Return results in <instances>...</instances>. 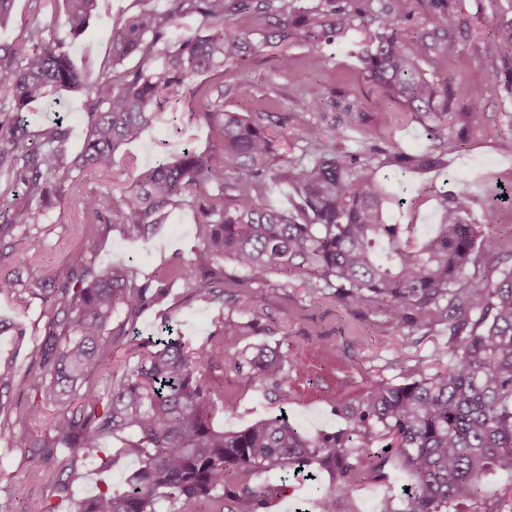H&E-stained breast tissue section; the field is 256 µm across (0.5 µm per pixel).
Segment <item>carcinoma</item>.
Segmentation results:
<instances>
[{
    "mask_svg": "<svg viewBox=\"0 0 512 512\" xmlns=\"http://www.w3.org/2000/svg\"><path fill=\"white\" fill-rule=\"evenodd\" d=\"M101 0H62L67 37L75 38L98 13ZM139 12L112 29V59L87 82L69 57L66 37L45 36L35 27L27 39L0 43V101L10 105L9 134L0 135V174L25 186V202L0 204V259L9 258L31 272L24 281L0 274V296L30 287L42 291L49 320L47 342L33 349L38 370L24 378L25 389L54 413L14 411L17 377L15 349L23 328L0 319V338L11 347L0 352V418L15 416L12 447L30 453V480L45 475L38 458L50 451L71 455L70 471L49 482L40 512H61L71 501L79 458L105 453L108 439L129 434L123 452L142 461L121 494L104 487L75 504L74 512H260L282 493V486L252 481L255 471L313 466L332 475V485L315 488L317 512H336L339 497L354 485L385 477L396 464L414 477L402 512H450L455 501L483 499V481L493 471L512 474V268L490 288L477 292L464 283L479 262L478 226L469 224L470 197L445 199L441 224L422 244L412 243L413 224L389 223L388 210L416 204L393 199L377 175V166L326 148L308 128L304 137L313 161L282 165V155L265 121L267 112L245 117L224 109L222 86L200 85L198 75L224 73L259 50L224 25L232 11L252 9L275 19L269 37L283 42L303 30L320 39L340 34L360 20L358 54L370 80L394 102L421 114L428 136L448 145V84L428 77L448 68L457 51L448 27L406 33L419 0H386L378 11L366 0H341L324 20L317 6L299 11L296 0H167L159 11L153 0H140ZM197 16L199 31L167 45L172 21ZM165 47L158 48L159 43ZM496 57L512 64V25L494 31ZM139 54L133 71H116ZM161 56L153 68L149 60ZM85 95L86 134L82 151L67 159L68 131L57 124L31 134L20 113L45 101L55 89ZM218 93V99L212 93ZM191 97L220 143V151L186 150L174 162L145 166L134 186L116 199L102 188L83 201L95 233L110 228L119 214L124 232L147 237L167 210L193 199L201 246L199 260L180 265L172 275L203 295L230 307L238 295L228 289L263 286L270 276L299 277L310 290H333L343 306L363 315L382 313L398 330L418 327V314L446 299L454 312L448 322V365L402 384L372 383L357 402L336 408L348 427L310 436L284 414L259 420L239 431L211 424L212 412L230 408L224 392L213 388L207 372L216 348L181 337L138 346L142 361L117 376L112 350L123 330L110 328L112 315L127 310L134 320L148 306L160 304L164 288L137 284L124 264L98 265L92 247L75 253L63 280L41 263L42 242L17 231L37 224L43 207L61 195L74 173L112 169L117 150L139 139L169 103ZM386 163L407 169H445L447 154L395 151ZM287 185L294 191L291 209L267 208L253 192ZM292 365L282 344L259 345L242 354L235 368L269 385L280 404L288 405ZM111 376L108 399L86 381L93 374ZM40 419L41 434L29 423ZM168 506L162 510V506Z\"/></svg>",
    "mask_w": 512,
    "mask_h": 512,
    "instance_id": "cac0c4a2",
    "label": "carcinoma"
}]
</instances>
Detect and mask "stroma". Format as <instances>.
Wrapping results in <instances>:
<instances>
[{
    "instance_id": "stroma-1",
    "label": "stroma",
    "mask_w": 512,
    "mask_h": 512,
    "mask_svg": "<svg viewBox=\"0 0 512 512\" xmlns=\"http://www.w3.org/2000/svg\"><path fill=\"white\" fill-rule=\"evenodd\" d=\"M141 8L139 0H103L98 15L86 31L70 40V56L88 80H95L111 59L108 31ZM448 21L458 41V51L448 58L447 71L438 75L448 82L456 104L466 103L472 87L484 85L477 103L484 118L480 128L467 129L460 122L448 126L450 139H462V148H449L448 168L435 171L407 170L385 164L386 151L426 153L437 144L426 136L415 114L389 100L371 83L355 54L360 39L357 29L311 42L304 34L291 37L278 47L266 46L270 29L267 19L251 11L227 16L226 23L259 44L258 54L244 67L226 70L223 80L208 77V84L222 82L226 110L249 115L273 112L283 124L272 131L288 155L289 163L309 161L302 134L314 128L327 145L338 146L349 156H370L388 192L398 197L414 196L415 208H394L392 220L416 227V240L429 236L439 222L443 198L466 192L471 198L467 216L471 224H491L495 231L480 243L482 259L469 270L467 284L483 289L496 281L502 270L512 267V202L495 203L496 194L512 192V73L503 72L497 84L485 86L486 70L495 64L490 54V37L496 27L512 23V0H419L409 28L428 30ZM64 34L60 0H14L12 21L0 28V42L25 38L33 27ZM293 61L282 70L280 55ZM324 89L320 109H311L304 96L308 84ZM28 128L36 132L53 122H62L69 133L70 154L79 153L85 138L84 98L65 89L53 93L45 104L34 105L25 115ZM344 139H335L336 129ZM218 152L220 145L191 102L167 107L160 119L135 142L123 145L112 171L87 173L67 183L61 203L47 209L40 225L43 263L56 278H64L69 259L87 244L91 227L80 210L82 199L101 186L114 191L129 187L139 170L158 160H175L184 148ZM198 211L185 202L173 207L157 233L147 239L132 238L121 225H113L94 254L97 264L122 263L132 268L137 281L154 275L165 265L190 262L199 253L194 226ZM240 302L224 311L221 301L199 297L195 288L182 282L169 283L161 304L142 310L134 321L133 340L148 342L171 325L174 335L196 344L223 343L224 360L209 374L213 386L223 388L230 410L215 413L212 423L224 430H239L256 420L278 414L280 408L265 384L251 381L233 368L239 353L258 343L284 344L297 366L289 373L288 419L310 434L334 433L345 429L337 406L360 398L374 381L385 379L401 384L418 371L435 372L449 361L448 314L439 303L419 314L420 328L395 329L381 314L362 316L340 306L334 298L309 290L301 279L271 277L263 288H243ZM271 307L274 321L249 325V304ZM0 318L20 323L26 331V346L16 354L19 376L36 365L31 348L40 346L46 335V309L41 296L24 293L0 296ZM12 431L0 428V512H37L48 490L46 482L29 480V461L24 449L11 445ZM124 436L108 441L109 467L99 459L85 460L72 484L71 499L79 501L97 488L119 492L139 463L126 456ZM259 480L285 485L284 496L271 502L265 512H311L315 486H329L328 472L316 479L293 470L275 467L259 473ZM412 481L402 467L391 465L387 477L369 482L340 497L337 512H380L383 501H391L394 512H402L403 485Z\"/></svg>"
}]
</instances>
